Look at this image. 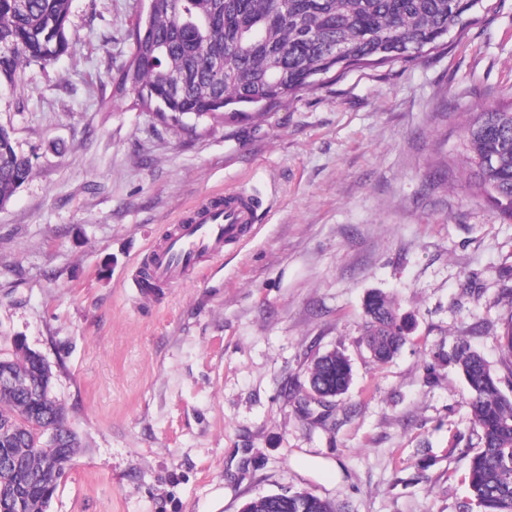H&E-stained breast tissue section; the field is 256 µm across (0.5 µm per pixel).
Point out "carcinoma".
I'll list each match as a JSON object with an SVG mask.
<instances>
[{
  "label": "carcinoma",
  "instance_id": "1",
  "mask_svg": "<svg viewBox=\"0 0 512 512\" xmlns=\"http://www.w3.org/2000/svg\"><path fill=\"white\" fill-rule=\"evenodd\" d=\"M490 7L485 0H152L149 26L130 31V60L119 69L112 94L137 89L135 105L166 126L192 133L203 121H229L261 112L284 98L313 91L357 65L414 61L448 48ZM71 0H0V79L23 68L46 67L74 45ZM224 62L216 73L212 62ZM462 155L470 186L512 219V102L474 112L465 126ZM33 166L0 127V203L7 204L30 178ZM363 342L383 364L406 341L407 325L380 292L364 303ZM457 365L468 386L466 404L480 449L470 461L468 486L479 512H512V399L503 395L486 360L461 341L435 353ZM22 380L0 392V424L12 434L17 468L0 469V492L17 490L22 512H45L58 477L78 453L80 440L67 425L51 379L26 349L0 356ZM352 381L340 352L314 359L308 382L340 397ZM51 432L70 437L46 452ZM248 512H336L311 493L281 492L248 503Z\"/></svg>",
  "mask_w": 512,
  "mask_h": 512
}]
</instances>
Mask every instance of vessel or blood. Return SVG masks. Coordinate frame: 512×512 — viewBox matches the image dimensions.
Listing matches in <instances>:
<instances>
[{
	"mask_svg": "<svg viewBox=\"0 0 512 512\" xmlns=\"http://www.w3.org/2000/svg\"><path fill=\"white\" fill-rule=\"evenodd\" d=\"M255 200L242 191L197 203L174 224L167 238L153 249V280L161 285L181 283L198 257H222L243 244L254 228Z\"/></svg>",
	"mask_w": 512,
	"mask_h": 512,
	"instance_id": "obj_1",
	"label": "vessel or blood"
}]
</instances>
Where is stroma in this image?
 Instances as JSON below:
<instances>
[{
	"label": "stroma",
	"mask_w": 512,
	"mask_h": 512,
	"mask_svg": "<svg viewBox=\"0 0 512 512\" xmlns=\"http://www.w3.org/2000/svg\"><path fill=\"white\" fill-rule=\"evenodd\" d=\"M490 5L446 50L189 135L112 95L141 0H72L73 52L0 86L34 163L0 209V353L42 355L82 441L47 512H242L284 488L338 512H463L466 383L425 364L467 339L512 396V219L440 167L468 113L512 100V0ZM227 190L260 201L249 240L135 288L175 219ZM372 291L412 325L383 365L361 342ZM333 349L353 381L304 414Z\"/></svg>",
	"instance_id": "stroma-1"
}]
</instances>
